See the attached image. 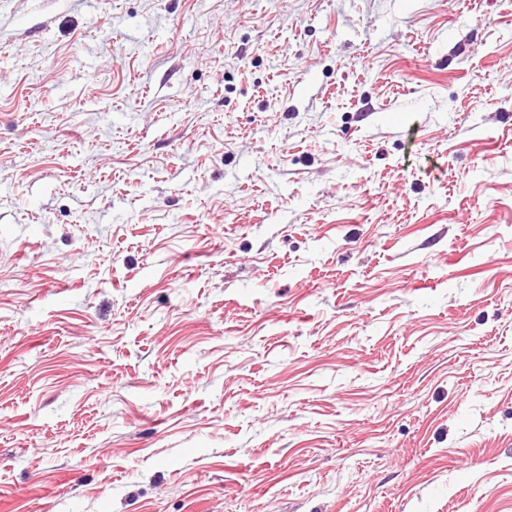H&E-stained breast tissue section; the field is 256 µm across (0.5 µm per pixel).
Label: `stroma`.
<instances>
[{
    "label": "stroma",
    "instance_id": "obj_1",
    "mask_svg": "<svg viewBox=\"0 0 512 512\" xmlns=\"http://www.w3.org/2000/svg\"><path fill=\"white\" fill-rule=\"evenodd\" d=\"M0 512H512V0H0Z\"/></svg>",
    "mask_w": 512,
    "mask_h": 512
}]
</instances>
